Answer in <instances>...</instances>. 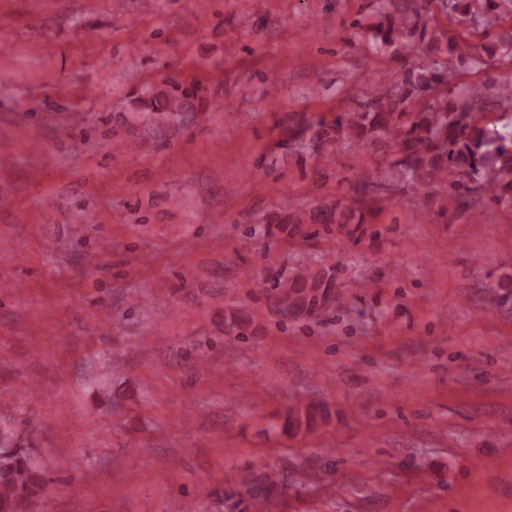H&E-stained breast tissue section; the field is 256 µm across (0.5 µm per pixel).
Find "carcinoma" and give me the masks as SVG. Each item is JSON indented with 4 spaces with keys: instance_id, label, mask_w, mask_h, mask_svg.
<instances>
[{
    "instance_id": "carcinoma-1",
    "label": "carcinoma",
    "mask_w": 512,
    "mask_h": 512,
    "mask_svg": "<svg viewBox=\"0 0 512 512\" xmlns=\"http://www.w3.org/2000/svg\"><path fill=\"white\" fill-rule=\"evenodd\" d=\"M446 15L466 16L483 35L495 38L502 60L512 62V31L500 27L498 0H441ZM418 0H389L381 19L369 23L372 32L368 48L380 51L396 46L392 58L403 76L380 86L371 97L356 104L353 111L338 112L330 119L305 118L288 126L286 137L296 145L311 139L318 145L348 142L359 149L375 151L391 172L385 178L389 190L414 191L422 195L420 214L428 219L443 216L445 204L464 211L475 197L486 194L505 208H512V122L500 127L484 124L488 100L480 91L454 93L448 100V82L454 71L442 56L456 52L458 62L479 68L485 60L474 52L471 35L441 48L445 34L429 43L424 52L405 40L409 15H419ZM198 97V88L174 87L173 97L160 98L147 92L144 111L177 112ZM381 184L369 177L355 176L347 196L331 204H320L301 215L288 213L282 224H338L361 228L374 223L384 198ZM336 263L325 264L314 274H296L283 281L278 294L282 300L320 305L337 288ZM314 417L298 409L288 412L284 430L311 429ZM277 476L266 473L245 483L239 495L225 496L228 512H267ZM46 493L44 472L20 441L19 434L0 421V512H41Z\"/></svg>"
}]
</instances>
